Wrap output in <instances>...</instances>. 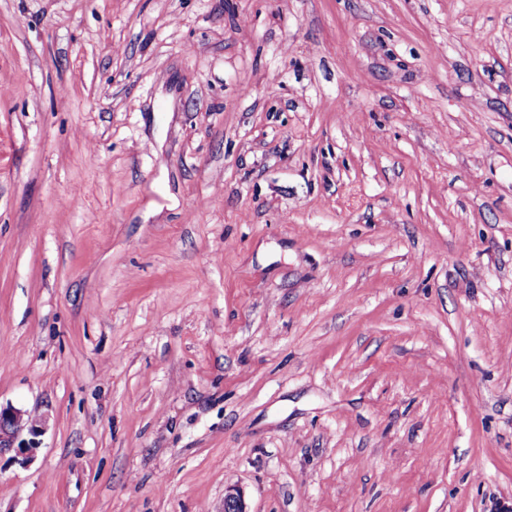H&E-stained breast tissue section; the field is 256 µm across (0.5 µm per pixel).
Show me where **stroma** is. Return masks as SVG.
I'll use <instances>...</instances> for the list:
<instances>
[{
    "label": "stroma",
    "instance_id": "obj_1",
    "mask_svg": "<svg viewBox=\"0 0 512 512\" xmlns=\"http://www.w3.org/2000/svg\"><path fill=\"white\" fill-rule=\"evenodd\" d=\"M0 404V512L512 508V0H0ZM46 420L43 416L32 415L22 409L0 404V456L6 451H15L13 457L19 464H26L33 458L38 442L35 438L41 436L45 429ZM32 438L25 441L23 434Z\"/></svg>",
    "mask_w": 512,
    "mask_h": 512
}]
</instances>
